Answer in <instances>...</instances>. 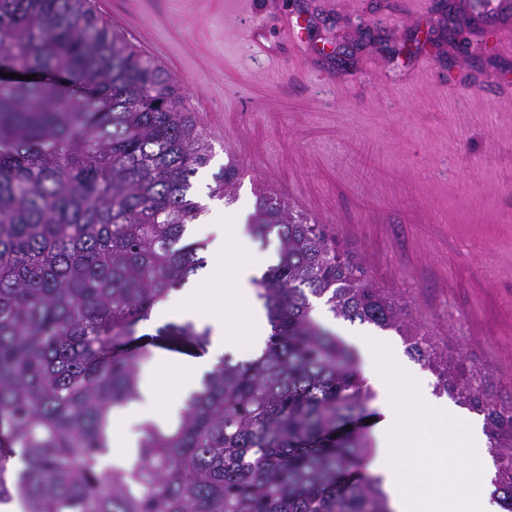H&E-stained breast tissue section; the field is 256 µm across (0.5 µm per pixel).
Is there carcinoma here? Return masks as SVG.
I'll return each mask as SVG.
<instances>
[{"label":"carcinoma","instance_id":"obj_1","mask_svg":"<svg viewBox=\"0 0 512 512\" xmlns=\"http://www.w3.org/2000/svg\"><path fill=\"white\" fill-rule=\"evenodd\" d=\"M0 505L22 512H390L368 470L373 440L345 426L370 411L357 351L309 317L391 330L483 415L495 485L512 512V395L436 349L398 297L371 282L326 225L271 194L247 225L280 261L253 280L272 324L262 354L224 357L172 430L141 427L135 460L103 464L111 412L140 398L155 342L137 326L205 265L187 226L191 178L210 146L170 77L91 0H0ZM75 77L61 91L56 78ZM209 197L235 200L237 168ZM203 353L192 322L158 330Z\"/></svg>","mask_w":512,"mask_h":512}]
</instances>
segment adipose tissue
<instances>
[{
    "label": "adipose tissue",
    "mask_w": 512,
    "mask_h": 512,
    "mask_svg": "<svg viewBox=\"0 0 512 512\" xmlns=\"http://www.w3.org/2000/svg\"><path fill=\"white\" fill-rule=\"evenodd\" d=\"M245 211L216 209L196 226L208 240L206 265L187 288L159 302L141 324L151 329L172 316L203 322L212 330L208 352L178 365L179 387L169 393L161 375L146 377L142 402L112 411V452L109 465L132 461L137 441L133 424L145 419H176L197 378L212 368L225 349L259 356L271 332L267 312L253 281L279 261L275 250H257L245 231ZM363 354L361 373L376 393L379 416L372 431L369 469L381 480L391 512H503L493 496L495 475L482 420L435 398L427 380L382 336L342 330ZM432 461L431 469L414 468L409 458ZM474 468V483L460 485L456 473ZM448 486L445 494L435 485Z\"/></svg>",
    "instance_id": "obj_1"
}]
</instances>
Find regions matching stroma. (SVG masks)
I'll return each instance as SVG.
<instances>
[{
    "label": "stroma",
    "mask_w": 512,
    "mask_h": 512,
    "mask_svg": "<svg viewBox=\"0 0 512 512\" xmlns=\"http://www.w3.org/2000/svg\"><path fill=\"white\" fill-rule=\"evenodd\" d=\"M248 2L230 16L224 0H92L180 88L211 146L201 203L235 162L237 205H297L439 351L512 387V46L477 61L449 41L469 0ZM256 24L267 50L252 54ZM415 32L429 44L403 54Z\"/></svg>",
    "instance_id": "35a3bbf8"
}]
</instances>
